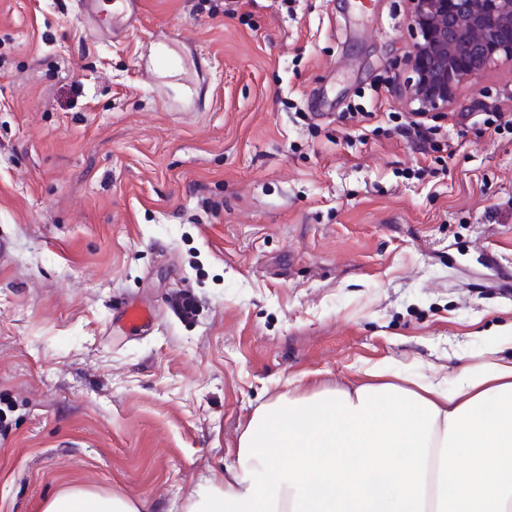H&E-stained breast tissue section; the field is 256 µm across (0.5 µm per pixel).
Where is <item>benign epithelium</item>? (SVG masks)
I'll use <instances>...</instances> for the list:
<instances>
[{
  "label": "benign epithelium",
  "mask_w": 512,
  "mask_h": 512,
  "mask_svg": "<svg viewBox=\"0 0 512 512\" xmlns=\"http://www.w3.org/2000/svg\"><path fill=\"white\" fill-rule=\"evenodd\" d=\"M415 42L402 94L416 111L448 108L455 88L512 59V0H409Z\"/></svg>",
  "instance_id": "7a95c632"
}]
</instances>
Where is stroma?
Instances as JSON below:
<instances>
[{
	"label": "stroma",
	"mask_w": 512,
	"mask_h": 512,
	"mask_svg": "<svg viewBox=\"0 0 512 512\" xmlns=\"http://www.w3.org/2000/svg\"><path fill=\"white\" fill-rule=\"evenodd\" d=\"M411 45L408 0H142L118 40L0 0V512L70 485L185 512L279 394L512 355V134L480 116L512 60L457 87L438 159ZM410 125L414 128L413 134L420 144L422 153L428 154L430 151L440 152V150L448 152L449 148H451L449 142L444 143L445 149L437 144V141L433 138V127H426V124L422 123V121H412ZM448 155H451V151H449Z\"/></svg>",
	"instance_id": "stroma-1"
}]
</instances>
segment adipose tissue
I'll return each instance as SVG.
<instances>
[{
	"instance_id": "obj_1",
	"label": "adipose tissue",
	"mask_w": 512,
	"mask_h": 512,
	"mask_svg": "<svg viewBox=\"0 0 512 512\" xmlns=\"http://www.w3.org/2000/svg\"><path fill=\"white\" fill-rule=\"evenodd\" d=\"M281 395L258 406L237 462L187 512H512V358L458 373L451 389L415 374ZM292 462L273 465V451ZM42 512H139L73 485Z\"/></svg>"
}]
</instances>
